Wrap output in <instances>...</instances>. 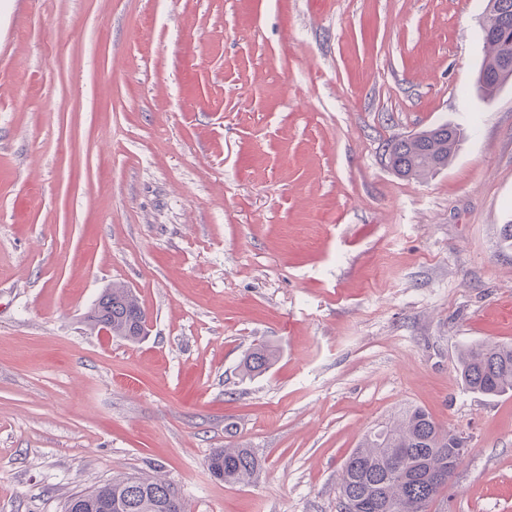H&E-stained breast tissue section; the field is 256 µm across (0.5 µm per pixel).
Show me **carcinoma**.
Segmentation results:
<instances>
[{
  "label": "carcinoma",
  "instance_id": "obj_1",
  "mask_svg": "<svg viewBox=\"0 0 512 512\" xmlns=\"http://www.w3.org/2000/svg\"><path fill=\"white\" fill-rule=\"evenodd\" d=\"M486 8L505 28L498 42L485 35L486 55L477 84L485 97H493L512 80V67L501 65L506 43H512V0H487ZM461 134L453 126L440 124L417 135L388 145V162L402 177H425L448 165ZM93 324L112 323V335L129 341L140 338L144 312L131 291L115 285L105 291L89 316ZM277 358L275 349L262 345L242 361V371L254 376L268 369ZM458 374L466 390L486 397L512 393V345L477 341L464 347L458 358ZM460 435L438 424L419 406H410L396 418L365 435L345 462L341 483L343 512H385L382 503L400 505L397 512H427L429 504L445 484L436 475H455L454 460ZM402 460V472L390 462ZM259 460L249 448H220L207 458V468L228 485L249 481ZM112 501L120 512H187L185 501L172 483L159 475L117 477L87 492V503Z\"/></svg>",
  "mask_w": 512,
  "mask_h": 512
}]
</instances>
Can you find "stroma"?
<instances>
[{"instance_id":"35a3bbf8","label":"stroma","mask_w":512,"mask_h":512,"mask_svg":"<svg viewBox=\"0 0 512 512\" xmlns=\"http://www.w3.org/2000/svg\"><path fill=\"white\" fill-rule=\"evenodd\" d=\"M487 0H0V512L155 470L188 512H340L407 406L466 434L428 512H512V83L474 85ZM450 123L447 167L387 144ZM130 288L132 342L87 315ZM278 351L242 375L257 344ZM249 448L248 484L215 479ZM458 374L466 390L486 397L512 393V345L477 341L464 347ZM259 467V460L249 448H220L207 458V468L224 484L248 482Z\"/></svg>"}]
</instances>
